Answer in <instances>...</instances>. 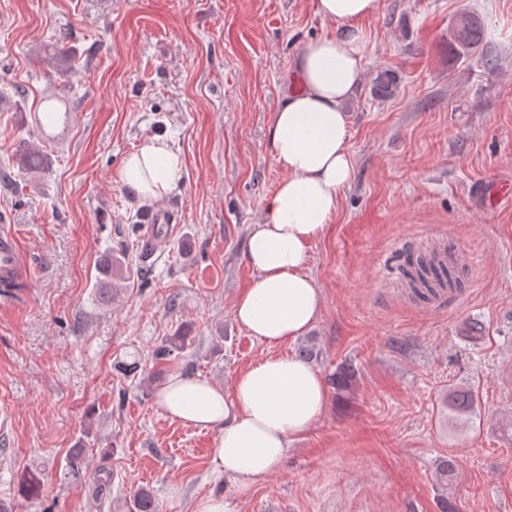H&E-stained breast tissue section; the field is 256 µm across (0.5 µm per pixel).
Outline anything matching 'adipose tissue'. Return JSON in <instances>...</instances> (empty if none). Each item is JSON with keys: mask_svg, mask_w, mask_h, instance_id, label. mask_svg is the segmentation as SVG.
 Wrapping results in <instances>:
<instances>
[{"mask_svg": "<svg viewBox=\"0 0 512 512\" xmlns=\"http://www.w3.org/2000/svg\"><path fill=\"white\" fill-rule=\"evenodd\" d=\"M379 0H316L336 31L308 42L292 61L293 86L273 113L269 140L286 177L253 224L246 257L256 279L234 304V317L268 346L296 341L318 318L323 294L309 275V247L324 236L354 175L345 109L364 65L361 19ZM118 179L140 200L161 199L182 179L179 157L153 137L124 159ZM328 389L312 365L294 355L265 356L231 388L180 372L157 391L171 419L217 434L213 461L235 489L196 501L192 512H238L236 495L277 471L291 444L319 422Z\"/></svg>", "mask_w": 512, "mask_h": 512, "instance_id": "obj_1", "label": "adipose tissue"}]
</instances>
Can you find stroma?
<instances>
[{
    "instance_id": "stroma-1",
    "label": "stroma",
    "mask_w": 512,
    "mask_h": 512,
    "mask_svg": "<svg viewBox=\"0 0 512 512\" xmlns=\"http://www.w3.org/2000/svg\"><path fill=\"white\" fill-rule=\"evenodd\" d=\"M484 39L448 47L460 13ZM315 0H0V214L26 274L0 287V500L15 512H127L150 488L190 512L223 487L217 435L159 408L157 371L231 386L268 347L236 322L255 279L251 224L285 173L268 127L295 54L329 33ZM364 70L348 104L354 177L308 270L323 292L300 343L349 391L238 512H439L437 462L457 464V512H512V0H380L361 23ZM396 72L390 98L376 69ZM67 118L37 130L45 107ZM166 139L182 181L159 205L180 221L153 257L146 213L118 181L124 157ZM45 156L39 170L26 151ZM450 252L461 287L410 298L407 252ZM169 336L189 340L156 364ZM466 423L440 417L458 388ZM81 449L79 476L66 458ZM40 468L36 498L20 490ZM107 470L98 490L91 474ZM372 88L378 97L390 98L395 95L398 88V78L390 69L377 70L372 79ZM442 411L445 417H447V412L459 419L467 417L474 411L473 393L468 389L452 392L443 399Z\"/></svg>"
}]
</instances>
